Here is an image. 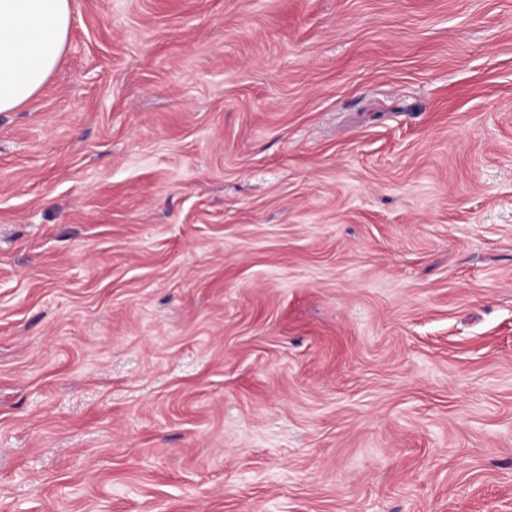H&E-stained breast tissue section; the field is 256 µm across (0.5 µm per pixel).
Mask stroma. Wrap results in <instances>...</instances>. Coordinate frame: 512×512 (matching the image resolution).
<instances>
[{
    "mask_svg": "<svg viewBox=\"0 0 512 512\" xmlns=\"http://www.w3.org/2000/svg\"><path fill=\"white\" fill-rule=\"evenodd\" d=\"M0 113V512H512V0H71Z\"/></svg>",
    "mask_w": 512,
    "mask_h": 512,
    "instance_id": "stroma-1",
    "label": "stroma"
}]
</instances>
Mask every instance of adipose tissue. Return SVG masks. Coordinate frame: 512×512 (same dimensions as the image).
<instances>
[{"mask_svg":"<svg viewBox=\"0 0 512 512\" xmlns=\"http://www.w3.org/2000/svg\"><path fill=\"white\" fill-rule=\"evenodd\" d=\"M70 0H0V113L36 95L69 39Z\"/></svg>","mask_w":512,"mask_h":512,"instance_id":"ef3b65f1","label":"adipose tissue"}]
</instances>
